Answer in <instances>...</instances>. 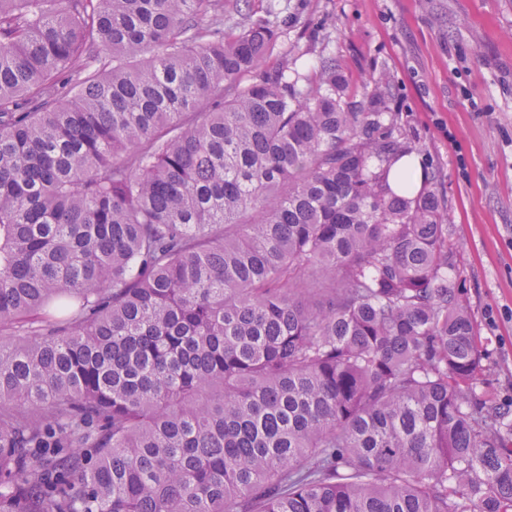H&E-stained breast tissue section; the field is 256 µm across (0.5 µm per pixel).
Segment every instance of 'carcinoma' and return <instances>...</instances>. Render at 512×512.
Returning <instances> with one entry per match:
<instances>
[{
    "instance_id": "obj_1",
    "label": "carcinoma",
    "mask_w": 512,
    "mask_h": 512,
    "mask_svg": "<svg viewBox=\"0 0 512 512\" xmlns=\"http://www.w3.org/2000/svg\"><path fill=\"white\" fill-rule=\"evenodd\" d=\"M224 0H0V512H512L435 188Z\"/></svg>"
}]
</instances>
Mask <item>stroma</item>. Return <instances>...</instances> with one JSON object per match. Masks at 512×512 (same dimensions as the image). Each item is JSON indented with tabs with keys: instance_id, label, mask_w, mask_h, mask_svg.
I'll return each mask as SVG.
<instances>
[{
	"instance_id": "stroma-1",
	"label": "stroma",
	"mask_w": 512,
	"mask_h": 512,
	"mask_svg": "<svg viewBox=\"0 0 512 512\" xmlns=\"http://www.w3.org/2000/svg\"><path fill=\"white\" fill-rule=\"evenodd\" d=\"M270 65L332 60L351 96L386 77L391 112L444 203L451 273L489 370L512 398V0H251Z\"/></svg>"
}]
</instances>
